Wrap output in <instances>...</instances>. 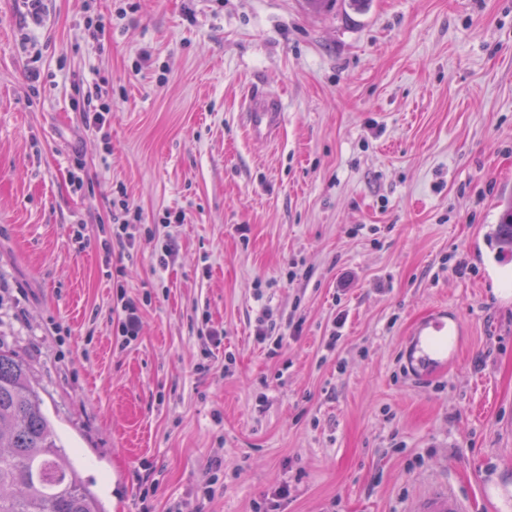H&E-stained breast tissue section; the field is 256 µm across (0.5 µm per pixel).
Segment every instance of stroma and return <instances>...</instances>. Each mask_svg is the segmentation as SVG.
<instances>
[{"instance_id": "obj_1", "label": "stroma", "mask_w": 512, "mask_h": 512, "mask_svg": "<svg viewBox=\"0 0 512 512\" xmlns=\"http://www.w3.org/2000/svg\"><path fill=\"white\" fill-rule=\"evenodd\" d=\"M25 13L0 0V345L105 512H408L436 481L512 512V256L471 253L512 197V0ZM94 81L102 134L73 110ZM256 86L282 97L273 144L240 117ZM123 195L135 245L107 254ZM121 294L141 310L128 342ZM266 306L276 350L252 336ZM440 311L457 356L411 379ZM369 0H304L307 8L315 13H330L339 11L346 7H352L353 10H361Z\"/></svg>"}]
</instances>
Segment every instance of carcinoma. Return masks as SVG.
Segmentation results:
<instances>
[{
  "label": "carcinoma",
  "instance_id": "obj_1",
  "mask_svg": "<svg viewBox=\"0 0 512 512\" xmlns=\"http://www.w3.org/2000/svg\"><path fill=\"white\" fill-rule=\"evenodd\" d=\"M369 0H304L315 13ZM500 251L512 252V201L495 233ZM0 512H103L75 460L60 445L42 408L29 366L0 345Z\"/></svg>",
  "mask_w": 512,
  "mask_h": 512
}]
</instances>
